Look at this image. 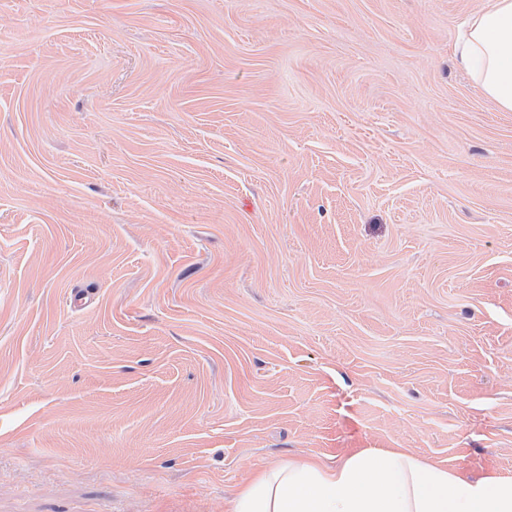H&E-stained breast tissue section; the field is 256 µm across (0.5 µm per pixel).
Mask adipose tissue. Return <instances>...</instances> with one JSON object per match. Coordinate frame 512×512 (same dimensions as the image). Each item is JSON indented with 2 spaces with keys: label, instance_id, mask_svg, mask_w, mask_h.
I'll use <instances>...</instances> for the list:
<instances>
[{
  "label": "adipose tissue",
  "instance_id": "ef3b65f1",
  "mask_svg": "<svg viewBox=\"0 0 512 512\" xmlns=\"http://www.w3.org/2000/svg\"><path fill=\"white\" fill-rule=\"evenodd\" d=\"M460 62L484 95L512 112V0L469 21ZM231 512H512V474L469 478L401 450L364 448L333 466L308 457L256 474Z\"/></svg>",
  "mask_w": 512,
  "mask_h": 512
}]
</instances>
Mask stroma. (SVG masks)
<instances>
[{"mask_svg":"<svg viewBox=\"0 0 512 512\" xmlns=\"http://www.w3.org/2000/svg\"><path fill=\"white\" fill-rule=\"evenodd\" d=\"M484 0H0V512H229L288 457L512 473Z\"/></svg>","mask_w":512,"mask_h":512,"instance_id":"obj_1","label":"stroma"}]
</instances>
